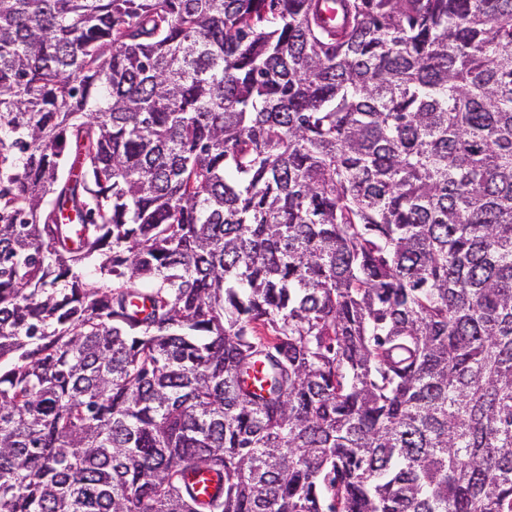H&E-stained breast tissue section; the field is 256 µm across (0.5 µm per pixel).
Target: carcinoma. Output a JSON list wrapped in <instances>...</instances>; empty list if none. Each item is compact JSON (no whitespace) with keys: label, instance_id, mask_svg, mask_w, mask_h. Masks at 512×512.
<instances>
[{"label":"carcinoma","instance_id":"1","mask_svg":"<svg viewBox=\"0 0 512 512\" xmlns=\"http://www.w3.org/2000/svg\"><path fill=\"white\" fill-rule=\"evenodd\" d=\"M0 512H512V0H0Z\"/></svg>","mask_w":512,"mask_h":512}]
</instances>
